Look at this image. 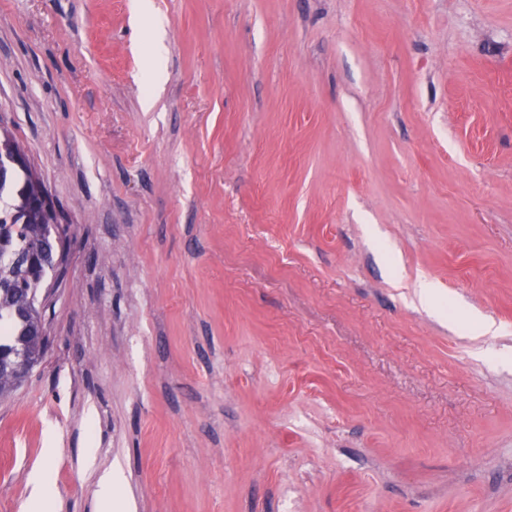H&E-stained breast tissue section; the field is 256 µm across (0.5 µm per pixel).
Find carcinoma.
I'll list each match as a JSON object with an SVG mask.
<instances>
[{"mask_svg": "<svg viewBox=\"0 0 512 512\" xmlns=\"http://www.w3.org/2000/svg\"><path fill=\"white\" fill-rule=\"evenodd\" d=\"M21 149L8 130H0V165ZM30 170L10 166L0 180V398L21 386L9 364L24 357L37 360L46 346L38 295L53 266L36 269L28 264V253L37 246L56 250L53 225L32 210L28 187Z\"/></svg>", "mask_w": 512, "mask_h": 512, "instance_id": "carcinoma-1", "label": "carcinoma"}]
</instances>
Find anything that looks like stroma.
Wrapping results in <instances>:
<instances>
[{
  "instance_id": "stroma-1",
  "label": "stroma",
  "mask_w": 512,
  "mask_h": 512,
  "mask_svg": "<svg viewBox=\"0 0 512 512\" xmlns=\"http://www.w3.org/2000/svg\"><path fill=\"white\" fill-rule=\"evenodd\" d=\"M153 3L157 65L130 0H0L64 240L0 512H512V0ZM118 479L112 475V469L103 470L97 477L95 497L99 506L103 509L100 512H112V495Z\"/></svg>"
}]
</instances>
